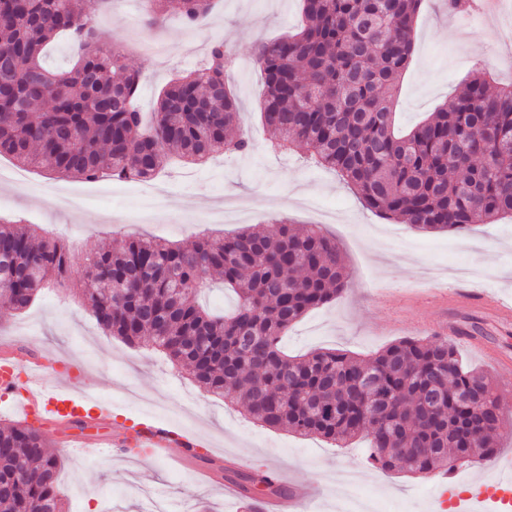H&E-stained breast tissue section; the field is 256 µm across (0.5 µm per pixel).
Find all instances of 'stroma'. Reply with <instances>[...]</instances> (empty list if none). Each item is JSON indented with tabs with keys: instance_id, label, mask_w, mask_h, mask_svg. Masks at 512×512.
<instances>
[{
	"instance_id": "1",
	"label": "stroma",
	"mask_w": 512,
	"mask_h": 512,
	"mask_svg": "<svg viewBox=\"0 0 512 512\" xmlns=\"http://www.w3.org/2000/svg\"><path fill=\"white\" fill-rule=\"evenodd\" d=\"M502 3V12L491 17L449 11L446 0H424L413 60L394 101L401 127L434 112L473 72H486L497 84L512 82V64L488 41L490 29L503 36L512 32V0ZM301 20V0H221L194 27L175 13L147 27L143 0H112L98 13V39L120 45L127 64L141 74L136 105L145 113L154 112L170 79L203 67L211 43L223 41L239 66L225 81L240 103L239 124L256 147L202 164H172L145 190L110 176L58 177L0 156L6 174L0 180V218L39 225L75 256L64 280L42 289L26 312L0 324V338L10 351L41 356L50 373L69 372L71 392L90 393L110 405L117 423L171 422L217 453L247 457L254 473L271 463L298 481L318 484L311 512H339L356 497L365 512H440L434 474L372 466L361 437L338 448L319 437L256 425L240 408L196 387L161 352L106 335L77 292L84 257L101 243L118 248L128 236L150 235L188 246L205 233L217 236L251 224L272 228L283 217L304 228L319 223L306 208L307 200H316L331 214L321 229L336 238L349 285L289 329L282 341L288 354L336 349L366 359L404 338L439 335L443 318L455 314L463 331L455 340L457 356L487 372L504 413L496 455L456 466L455 479L462 485L474 477L512 474V326L497 324L480 309L455 312L449 306L451 294L463 287L512 296V218L475 224L462 234L417 231L367 209L334 171L293 152H266L259 114L265 85L255 47L295 31ZM473 325L507 363L494 367L484 360L465 335ZM50 442L62 461L63 512H144L147 493L165 512H236L221 488L198 482L193 471L173 462L143 452L132 463L110 448L89 457L64 447L59 437Z\"/></svg>"
}]
</instances>
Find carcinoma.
<instances>
[{
  "label": "carcinoma",
  "mask_w": 512,
  "mask_h": 512,
  "mask_svg": "<svg viewBox=\"0 0 512 512\" xmlns=\"http://www.w3.org/2000/svg\"><path fill=\"white\" fill-rule=\"evenodd\" d=\"M107 0H0V155L61 176L150 179L173 156L200 161L251 149L233 133L240 106L224 81V43L206 67L159 94L153 127L134 106L140 76L88 22ZM194 26L215 0H147L145 23L171 3ZM422 0H303L293 34L257 45L260 103L274 152L297 151L336 175L373 210L419 231H466L512 214V84L474 74L448 103L404 134L394 99L413 54ZM65 35L77 60L62 70L47 48ZM72 254L30 224H0V323L63 279ZM81 295L102 330L146 343L203 391L262 427L358 436L383 469L429 474L484 460L502 421L489 376L464 367L452 341L402 340L368 360L335 349L290 358L288 327L341 295L349 274L336 240L314 226L246 227L184 248L134 237L85 258ZM217 273L237 298L226 314L199 304ZM59 456L44 431L0 428V512H61Z\"/></svg>",
  "instance_id": "obj_1"
}]
</instances>
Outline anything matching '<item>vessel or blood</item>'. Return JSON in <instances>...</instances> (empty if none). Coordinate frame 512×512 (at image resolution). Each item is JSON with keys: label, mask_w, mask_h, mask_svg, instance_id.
<instances>
[{"label": "vessel or blood", "mask_w": 512, "mask_h": 512, "mask_svg": "<svg viewBox=\"0 0 512 512\" xmlns=\"http://www.w3.org/2000/svg\"><path fill=\"white\" fill-rule=\"evenodd\" d=\"M453 306L482 308L491 311L502 323L512 322V303L474 290L462 289L452 299ZM42 365L39 360L26 359L10 369L0 372V394L15 396L25 419H47L51 415H66L75 421L87 416L108 420L112 409L98 400L85 401L67 394V381L58 378L54 387L41 381ZM137 447L148 449L152 454L169 458L177 456L182 466L192 467L198 462L197 454L202 441L183 431L179 426L158 427L150 423L135 426ZM276 485L285 487V494L263 497L245 492L238 484L227 480L223 483L226 493L239 503V512H303L307 502L319 493L316 486L286 479L280 469H273ZM453 476H445L440 487L449 495L452 512H512V476L488 481L472 480L463 490H456Z\"/></svg>", "instance_id": "1"}]
</instances>
